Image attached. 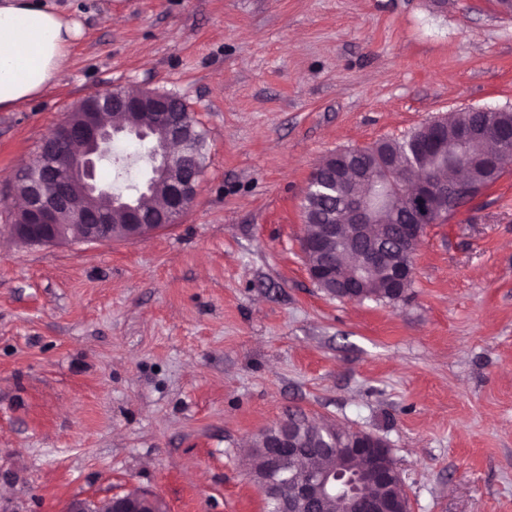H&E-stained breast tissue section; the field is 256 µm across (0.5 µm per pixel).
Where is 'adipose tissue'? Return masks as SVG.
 <instances>
[{
  "instance_id": "1",
  "label": "adipose tissue",
  "mask_w": 512,
  "mask_h": 512,
  "mask_svg": "<svg viewBox=\"0 0 512 512\" xmlns=\"http://www.w3.org/2000/svg\"><path fill=\"white\" fill-rule=\"evenodd\" d=\"M73 34L69 20L38 0H0V110L52 87Z\"/></svg>"
}]
</instances>
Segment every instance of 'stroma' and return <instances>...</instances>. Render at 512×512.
Listing matches in <instances>:
<instances>
[{"label":"stroma","mask_w":512,"mask_h":512,"mask_svg":"<svg viewBox=\"0 0 512 512\" xmlns=\"http://www.w3.org/2000/svg\"><path fill=\"white\" fill-rule=\"evenodd\" d=\"M80 34L0 110V190L85 95L181 97L199 193L137 242L28 246L0 200V512L141 490L265 512L260 433L304 414L382 436L410 512H512V163L427 225L402 300L311 280L301 203L339 149L512 109L495 0H45ZM155 93L161 97H166L167 99H169L170 107L179 110V112H184L186 114L188 125L192 128L196 136V160L199 166L203 169L206 158V136L203 130L200 129L194 114L190 112L187 105L180 98L176 96H171L167 93Z\"/></svg>","instance_id":"stroma-1"}]
</instances>
